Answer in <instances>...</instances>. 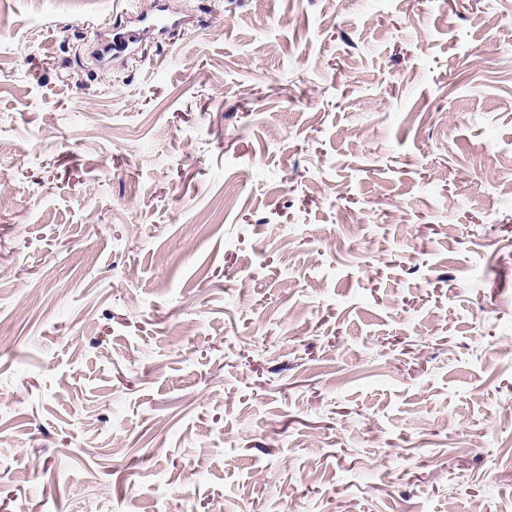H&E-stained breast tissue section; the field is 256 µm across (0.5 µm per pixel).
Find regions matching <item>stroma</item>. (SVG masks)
<instances>
[{"instance_id":"1","label":"stroma","mask_w":512,"mask_h":512,"mask_svg":"<svg viewBox=\"0 0 512 512\" xmlns=\"http://www.w3.org/2000/svg\"><path fill=\"white\" fill-rule=\"evenodd\" d=\"M0 0V512H512V0ZM142 24L134 29H122L112 33V50L126 51L141 43L149 34L157 32L164 35L169 30L183 25L174 15L146 14L141 17Z\"/></svg>"}]
</instances>
